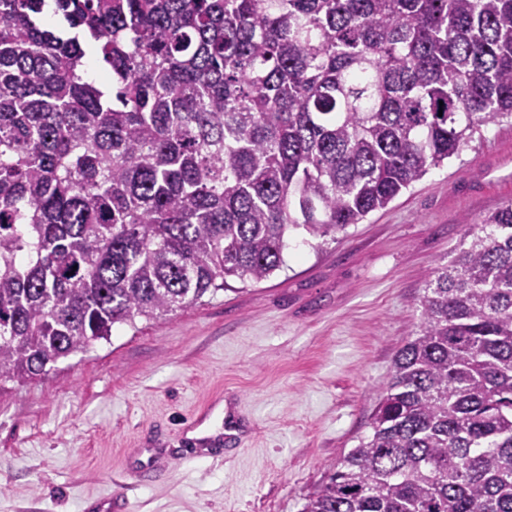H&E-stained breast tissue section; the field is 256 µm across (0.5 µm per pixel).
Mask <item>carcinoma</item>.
Returning a JSON list of instances; mask_svg holds the SVG:
<instances>
[{"mask_svg":"<svg viewBox=\"0 0 512 512\" xmlns=\"http://www.w3.org/2000/svg\"><path fill=\"white\" fill-rule=\"evenodd\" d=\"M508 119L512 0H0V381L269 278ZM420 304L301 512H512V204Z\"/></svg>","mask_w":512,"mask_h":512,"instance_id":"carcinoma-1","label":"carcinoma"}]
</instances>
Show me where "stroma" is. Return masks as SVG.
<instances>
[{"label":"stroma","mask_w":512,"mask_h":512,"mask_svg":"<svg viewBox=\"0 0 512 512\" xmlns=\"http://www.w3.org/2000/svg\"><path fill=\"white\" fill-rule=\"evenodd\" d=\"M510 203L503 122L336 239L292 232L267 280L1 382L0 512H98L102 496L118 512H299L369 433L430 270ZM220 404L239 414L227 456L163 455ZM155 451V477L133 483Z\"/></svg>","instance_id":"35a3bbf8"}]
</instances>
